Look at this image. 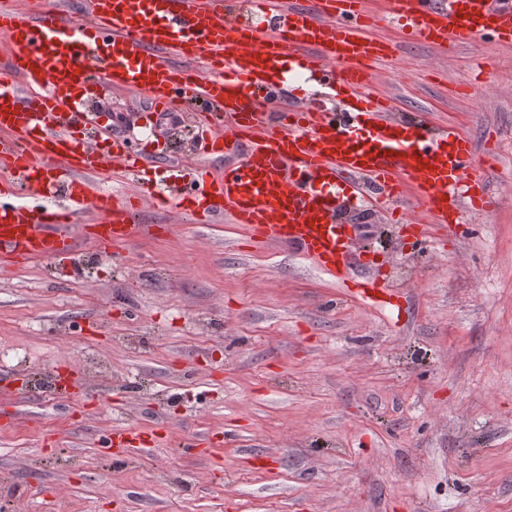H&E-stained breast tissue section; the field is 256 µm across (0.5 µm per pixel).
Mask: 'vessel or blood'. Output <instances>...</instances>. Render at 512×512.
<instances>
[{
    "label": "vessel or blood",
    "instance_id": "vessel-or-blood-1",
    "mask_svg": "<svg viewBox=\"0 0 512 512\" xmlns=\"http://www.w3.org/2000/svg\"><path fill=\"white\" fill-rule=\"evenodd\" d=\"M89 18L62 5L36 13L0 6L9 40L0 64V261L64 262L88 241L104 254L142 232L138 202L149 199L197 224L229 216L256 242L289 245L353 295L379 304L385 288L352 262L359 225L338 204L399 202L413 238L432 224H457L486 208L471 140L448 123L395 115L374 88L373 71L396 48L378 32L384 19L439 48L493 35L512 45V0H89ZM317 90L343 89L340 114L314 105L266 110L295 66ZM148 96L196 118L206 156L238 153L220 175L199 166L182 189L143 177L142 157L113 136L106 149L79 137L70 118L94 87ZM136 174L138 191H101L103 164ZM36 196L44 204L25 205ZM115 454L150 451L156 431L112 429Z\"/></svg>",
    "mask_w": 512,
    "mask_h": 512
}]
</instances>
